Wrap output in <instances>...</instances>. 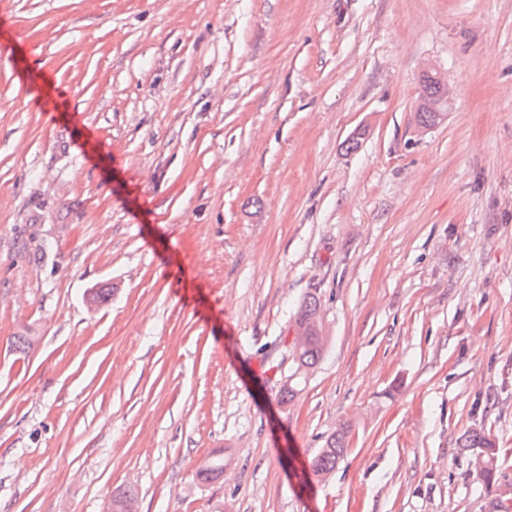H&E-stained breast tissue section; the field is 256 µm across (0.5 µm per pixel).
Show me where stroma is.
Masks as SVG:
<instances>
[{
	"mask_svg": "<svg viewBox=\"0 0 512 512\" xmlns=\"http://www.w3.org/2000/svg\"><path fill=\"white\" fill-rule=\"evenodd\" d=\"M429 64L452 98L421 133ZM312 292L327 351L285 402ZM125 486L139 512H493L512 0H0V512ZM349 426H342L334 431L326 440L323 448H319L310 461V471L318 478H325L344 457L348 446ZM464 448H487L485 455L476 459L475 467L479 475L487 483L493 482L495 479V456L491 448L493 444L489 438L480 432H472L465 435L460 443Z\"/></svg>",
	"mask_w": 512,
	"mask_h": 512,
	"instance_id": "obj_1",
	"label": "stroma"
}]
</instances>
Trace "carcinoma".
<instances>
[{"instance_id":"obj_1","label":"carcinoma","mask_w":512,"mask_h":512,"mask_svg":"<svg viewBox=\"0 0 512 512\" xmlns=\"http://www.w3.org/2000/svg\"><path fill=\"white\" fill-rule=\"evenodd\" d=\"M296 325L305 329L306 340L301 349L293 353L294 365L282 382L281 392L284 401L293 398L299 392L300 386L306 382L309 373L314 370L326 351L327 337L323 333L320 305L316 296H310L301 304ZM349 432L347 426L336 429L326 440L324 447L313 456L310 471L314 476L322 479L336 468L347 449ZM461 447L486 449L485 455L476 459L475 467L484 481H494L496 464L491 440L479 432H473L462 438ZM223 472L224 455L215 453L205 464L198 467L196 478L199 482L206 483L219 477ZM137 498L138 491L131 486L114 492L110 501V512H124V502Z\"/></svg>"}]
</instances>
